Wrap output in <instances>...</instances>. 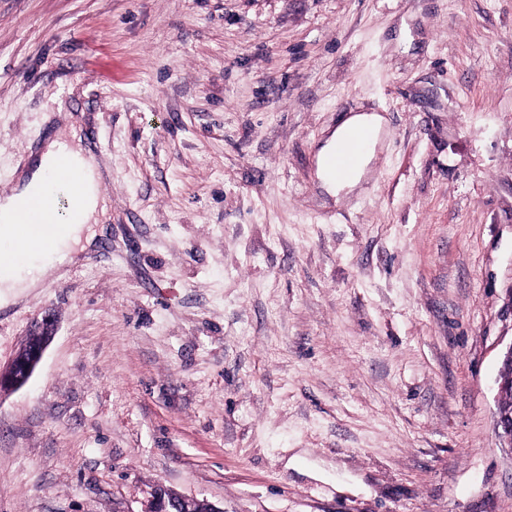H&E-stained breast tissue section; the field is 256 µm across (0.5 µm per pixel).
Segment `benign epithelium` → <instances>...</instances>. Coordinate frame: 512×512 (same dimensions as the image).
Wrapping results in <instances>:
<instances>
[{
	"label": "benign epithelium",
	"mask_w": 512,
	"mask_h": 512,
	"mask_svg": "<svg viewBox=\"0 0 512 512\" xmlns=\"http://www.w3.org/2000/svg\"><path fill=\"white\" fill-rule=\"evenodd\" d=\"M58 328L56 315L45 312L30 325L23 347L5 367H0V393L24 386L34 373L44 351L53 340ZM512 397V343L500 355V373L495 414V432L501 445L512 450V406L502 401ZM143 512H223L206 498L187 497L171 493L169 488L156 485Z\"/></svg>",
	"instance_id": "benign-epithelium-1"
}]
</instances>
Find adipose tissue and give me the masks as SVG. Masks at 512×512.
<instances>
[{"label": "adipose tissue", "instance_id": "obj_1", "mask_svg": "<svg viewBox=\"0 0 512 512\" xmlns=\"http://www.w3.org/2000/svg\"><path fill=\"white\" fill-rule=\"evenodd\" d=\"M383 125L384 118L378 113H354L347 116L325 140L317 153V178L328 195L353 192L360 185L374 151L366 149L355 169L343 180L333 177L325 164L326 158L352 130L363 127L378 132ZM63 153L69 156L71 163L76 165L83 175L81 221L67 226L65 235L57 247V260L30 263L22 274L0 277L2 304L14 302L28 289L36 287L42 278L54 275L60 262L74 260L80 253L92 247L97 236L96 226L105 218L106 206L99 190L102 172L95 157L81 143H66L54 139L43 145L41 151L34 156L10 194L0 197V245L6 247L12 243V221L20 199L51 182L52 167Z\"/></svg>", "mask_w": 512, "mask_h": 512}]
</instances>
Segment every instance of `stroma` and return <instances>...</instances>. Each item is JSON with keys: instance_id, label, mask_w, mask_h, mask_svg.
Here are the masks:
<instances>
[{"instance_id": "1", "label": "stroma", "mask_w": 512, "mask_h": 512, "mask_svg": "<svg viewBox=\"0 0 512 512\" xmlns=\"http://www.w3.org/2000/svg\"><path fill=\"white\" fill-rule=\"evenodd\" d=\"M385 127L326 196L345 109ZM105 231L0 308V512H512V0H0V192L48 140ZM56 315L47 311L30 325L23 347L16 352L6 367L0 365V394L24 386L34 373L44 351L56 335L58 324ZM35 344L27 356H21L29 346ZM511 397L512 403V343L500 355V373L495 414V432L501 445L512 452V404L506 407L502 401ZM141 512H223V509L207 498L172 494L169 488L156 485L145 510Z\"/></svg>"}]
</instances>
